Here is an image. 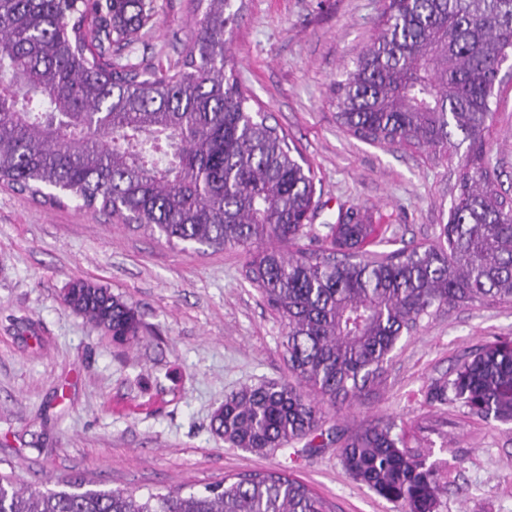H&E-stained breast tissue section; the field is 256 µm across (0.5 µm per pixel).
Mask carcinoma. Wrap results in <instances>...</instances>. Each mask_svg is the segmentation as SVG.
I'll return each mask as SVG.
<instances>
[{
    "mask_svg": "<svg viewBox=\"0 0 512 512\" xmlns=\"http://www.w3.org/2000/svg\"><path fill=\"white\" fill-rule=\"evenodd\" d=\"M204 21L166 71L122 63L159 16L158 0H0V184L32 199L81 202L170 244L237 247L244 279L282 325L295 381L224 399L213 432L234 448H286L323 436L325 407L357 397L398 342L446 307L512 302V195L491 165L500 62L512 57V0H388L382 28L336 81V120L370 144H405L446 159L468 143L448 222L432 241L366 250L376 229L349 208L329 244H298L317 208L312 170L253 110L224 55L230 0H206ZM63 300L116 343L140 335L136 309L77 279ZM484 419L512 421V341H489L429 390ZM393 422L345 437V472L403 512H440L448 461L431 459ZM0 512H332L278 471L226 476L202 490L138 496L59 490L0 473Z\"/></svg>",
    "mask_w": 512,
    "mask_h": 512,
    "instance_id": "cac0c4a2",
    "label": "carcinoma"
}]
</instances>
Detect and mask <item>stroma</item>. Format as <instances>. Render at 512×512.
Masks as SVG:
<instances>
[{
    "label": "stroma",
    "mask_w": 512,
    "mask_h": 512,
    "mask_svg": "<svg viewBox=\"0 0 512 512\" xmlns=\"http://www.w3.org/2000/svg\"><path fill=\"white\" fill-rule=\"evenodd\" d=\"M151 31L128 62L166 70L199 28L196 0H159ZM385 0H244L224 48L251 105L262 108L311 164L319 205L308 234L324 237L340 212L366 211L398 245L430 241L446 223L455 162L374 145L345 132L336 82L379 30ZM492 162L512 191V80L495 89ZM238 249H181L77 202L49 206L0 186V463L18 482L144 494L278 470L311 485L336 512H397L344 471L339 448L295 443L265 453L225 445L214 411L244 385L284 380L281 328L243 278ZM136 307L139 340L124 346L73 313L74 279ZM512 337L511 303L453 307L402 338L380 384L327 413L347 436L386 422L425 427L448 460L442 512H512V422L485 420L426 392L479 345Z\"/></svg>",
    "instance_id": "35a3bbf8"
}]
</instances>
